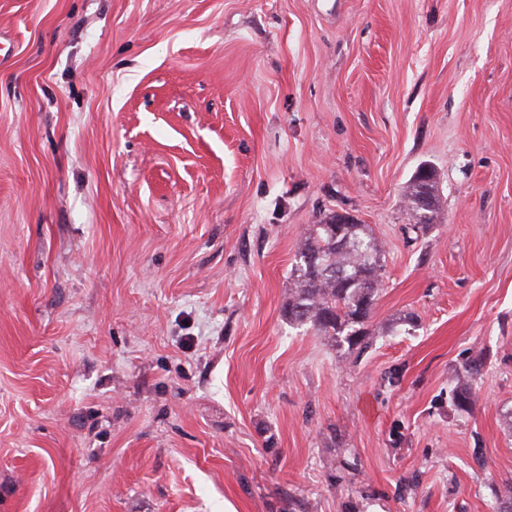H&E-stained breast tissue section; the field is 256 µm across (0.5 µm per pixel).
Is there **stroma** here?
<instances>
[{
	"label": "stroma",
	"mask_w": 512,
	"mask_h": 512,
	"mask_svg": "<svg viewBox=\"0 0 512 512\" xmlns=\"http://www.w3.org/2000/svg\"><path fill=\"white\" fill-rule=\"evenodd\" d=\"M0 49V512H492L512 0H0ZM332 211L358 352L284 316ZM421 168L405 186L404 197L406 207L411 217L416 221L415 223L426 226L433 223L437 210L438 177L437 172L432 167H428V173L425 176H422L420 174ZM424 189L428 191V195L430 197L429 209H427L428 200L425 196H422L417 200V198L423 194ZM416 204L418 208L426 210L417 209Z\"/></svg>",
	"instance_id": "1"
}]
</instances>
